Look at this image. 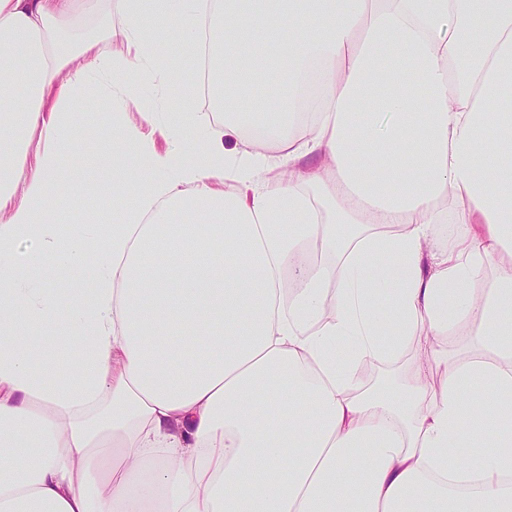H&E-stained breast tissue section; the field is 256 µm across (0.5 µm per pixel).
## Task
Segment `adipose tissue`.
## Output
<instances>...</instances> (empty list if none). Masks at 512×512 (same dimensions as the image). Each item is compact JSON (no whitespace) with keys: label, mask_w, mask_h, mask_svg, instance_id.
<instances>
[{"label":"adipose tissue","mask_w":512,"mask_h":512,"mask_svg":"<svg viewBox=\"0 0 512 512\" xmlns=\"http://www.w3.org/2000/svg\"><path fill=\"white\" fill-rule=\"evenodd\" d=\"M204 30L245 92L220 125L160 118L140 89L194 97L175 61ZM100 93L136 164L117 223L63 232L49 191ZM507 99L512 0H0V512H512ZM49 262L92 303L40 287ZM60 322L92 341L67 373L30 339ZM105 22V24L103 23ZM112 27L113 37L112 42L107 36V28ZM121 27L120 19L116 15L112 18L103 16L95 24L93 23L89 29L98 31V50L102 54L108 55L112 51H116L122 47L121 37L119 36V29ZM413 362V353L412 355L405 361L400 363L399 361L389 362V361H379L374 366V370L372 375L364 381V385H376L381 381H388L390 379L395 378L399 373H403L404 370L410 369Z\"/></svg>","instance_id":"adipose-tissue-1"}]
</instances>
